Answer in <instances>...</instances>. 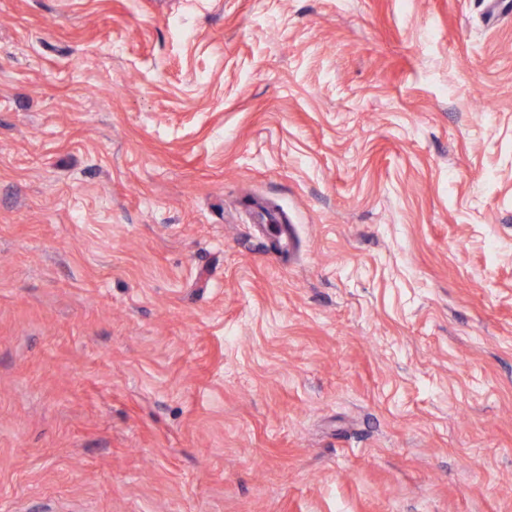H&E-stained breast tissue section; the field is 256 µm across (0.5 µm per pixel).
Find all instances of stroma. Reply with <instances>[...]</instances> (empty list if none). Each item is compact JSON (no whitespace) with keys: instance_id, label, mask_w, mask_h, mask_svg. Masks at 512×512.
<instances>
[{"instance_id":"stroma-1","label":"stroma","mask_w":512,"mask_h":512,"mask_svg":"<svg viewBox=\"0 0 512 512\" xmlns=\"http://www.w3.org/2000/svg\"><path fill=\"white\" fill-rule=\"evenodd\" d=\"M0 512H512V12L0 0Z\"/></svg>"}]
</instances>
